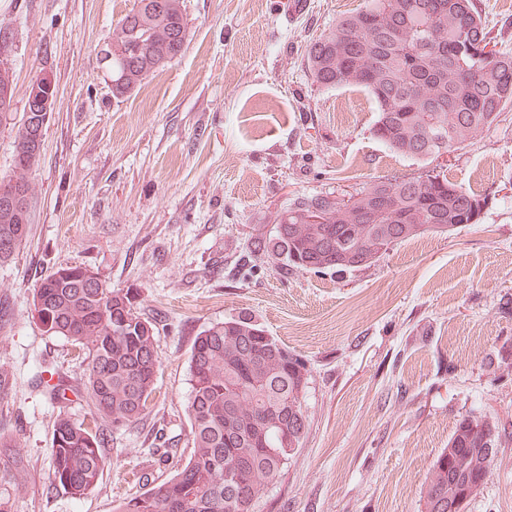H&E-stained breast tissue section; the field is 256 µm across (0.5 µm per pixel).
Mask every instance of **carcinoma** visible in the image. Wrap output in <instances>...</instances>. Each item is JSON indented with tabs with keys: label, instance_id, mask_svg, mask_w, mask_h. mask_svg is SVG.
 Segmentation results:
<instances>
[{
	"label": "carcinoma",
	"instance_id": "carcinoma-1",
	"mask_svg": "<svg viewBox=\"0 0 512 512\" xmlns=\"http://www.w3.org/2000/svg\"><path fill=\"white\" fill-rule=\"evenodd\" d=\"M124 16L112 47H133L136 63L100 51L116 99L180 56L187 42L182 0H137ZM307 68L322 88L357 86L378 106L372 135L389 149L418 161L468 141L512 106V53L496 49L473 0H367L336 28L311 41ZM14 174L29 185L38 165L29 132L17 127ZM395 199L404 221L387 210ZM354 205L336 208L331 194L293 199L274 234L255 236L248 257L280 270L369 267L380 259L375 241L399 244L425 233L449 234L481 219L487 199L441 173L381 178L355 192ZM328 214L307 224L305 212ZM22 243L13 217L0 213V240ZM83 266L59 268L32 294L31 312L43 331L82 351L86 402L92 423L60 415L49 449L54 480L73 498L94 490L107 463L109 443L97 420L130 426L147 413L160 366L156 324L141 317L131 289L105 279L85 286ZM188 403L194 453L167 480L120 501L114 512H249L248 505L281 475L308 428L304 409L309 370L305 362L256 322L230 318L200 331L189 359ZM498 431L488 420L458 421L433 464L424 489L426 512L448 500V477L462 506L480 474H491L487 448Z\"/></svg>",
	"mask_w": 512,
	"mask_h": 512
}]
</instances>
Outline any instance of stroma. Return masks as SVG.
<instances>
[{"label": "stroma", "instance_id": "obj_1", "mask_svg": "<svg viewBox=\"0 0 512 512\" xmlns=\"http://www.w3.org/2000/svg\"><path fill=\"white\" fill-rule=\"evenodd\" d=\"M290 2L183 0V54L117 99L99 51L135 0H0V61L13 79L0 176L14 171L31 81L47 70L57 84L29 173V232L0 265V436L16 442L0 450L5 512H113L168 478L147 449L175 438L182 456L193 451V340L238 316L310 370L303 446L255 512H426L432 465L467 416L499 438L465 512H512V107L436 162L487 196L479 223L407 240L356 270L242 266L293 198L423 168L373 138L370 95L308 76L309 42L365 0H305L295 14ZM475 4L512 53V0ZM66 265L138 290L139 313L159 328L149 413L111 434L103 479L81 498L53 482L49 448L57 415L88 416L83 366L31 313L37 282ZM58 383L67 399H50Z\"/></svg>", "mask_w": 512, "mask_h": 512}]
</instances>
